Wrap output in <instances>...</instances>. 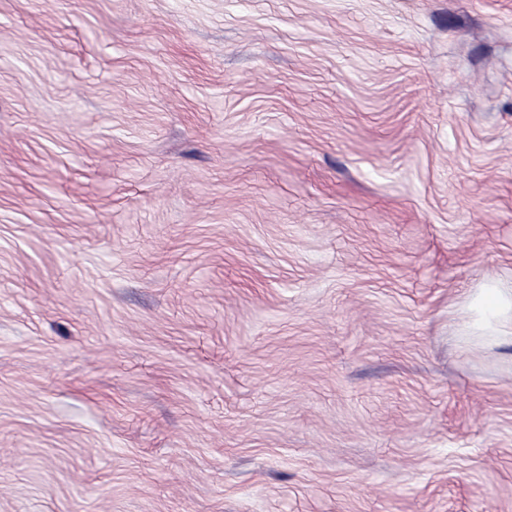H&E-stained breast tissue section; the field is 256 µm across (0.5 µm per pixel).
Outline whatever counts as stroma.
<instances>
[{"mask_svg":"<svg viewBox=\"0 0 512 512\" xmlns=\"http://www.w3.org/2000/svg\"><path fill=\"white\" fill-rule=\"evenodd\" d=\"M512 0H0V512H512ZM465 336H477L489 344L512 342V288L487 283L471 297Z\"/></svg>","mask_w":512,"mask_h":512,"instance_id":"1","label":"stroma"}]
</instances>
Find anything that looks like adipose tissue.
Here are the masks:
<instances>
[{
    "label": "adipose tissue",
    "instance_id": "1",
    "mask_svg": "<svg viewBox=\"0 0 512 512\" xmlns=\"http://www.w3.org/2000/svg\"><path fill=\"white\" fill-rule=\"evenodd\" d=\"M468 311L466 335L489 344L512 340V288L485 284L473 294Z\"/></svg>",
    "mask_w": 512,
    "mask_h": 512
}]
</instances>
